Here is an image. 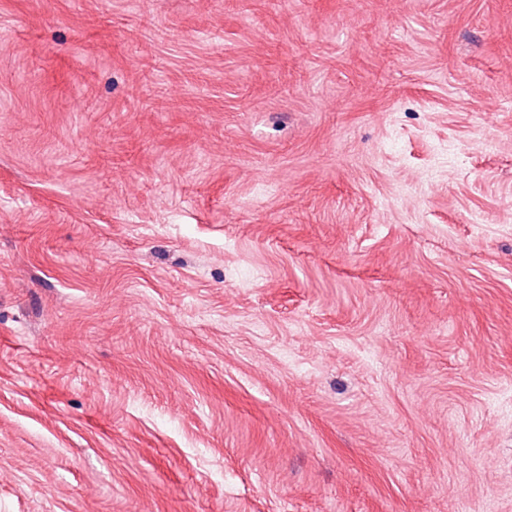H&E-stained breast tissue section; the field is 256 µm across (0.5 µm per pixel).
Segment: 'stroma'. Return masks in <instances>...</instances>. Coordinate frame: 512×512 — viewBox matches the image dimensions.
<instances>
[{"mask_svg":"<svg viewBox=\"0 0 512 512\" xmlns=\"http://www.w3.org/2000/svg\"><path fill=\"white\" fill-rule=\"evenodd\" d=\"M0 512H512V0H0Z\"/></svg>","mask_w":512,"mask_h":512,"instance_id":"obj_1","label":"stroma"}]
</instances>
